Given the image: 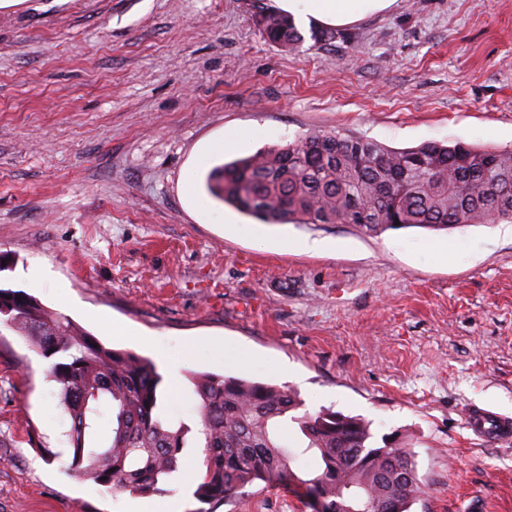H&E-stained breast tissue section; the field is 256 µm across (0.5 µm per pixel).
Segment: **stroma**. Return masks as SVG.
<instances>
[{
    "mask_svg": "<svg viewBox=\"0 0 512 512\" xmlns=\"http://www.w3.org/2000/svg\"><path fill=\"white\" fill-rule=\"evenodd\" d=\"M272 6L0 7V287L176 367L173 420L197 419L195 372L284 385L306 411L361 416L411 450L410 512H512V443L465 421L473 406L512 417V240L498 225L264 224L207 188L216 167L309 132L512 150V0H396L293 53L253 20ZM305 237L336 248L297 251ZM97 308L119 329L91 322ZM51 366L0 326V512H195L192 459L154 497L67 470ZM246 512L306 510L257 486Z\"/></svg>",
    "mask_w": 512,
    "mask_h": 512,
    "instance_id": "35a3bbf8",
    "label": "stroma"
}]
</instances>
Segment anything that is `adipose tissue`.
I'll use <instances>...</instances> for the list:
<instances>
[{
	"label": "adipose tissue",
	"instance_id": "obj_1",
	"mask_svg": "<svg viewBox=\"0 0 512 512\" xmlns=\"http://www.w3.org/2000/svg\"><path fill=\"white\" fill-rule=\"evenodd\" d=\"M395 0H275L277 9L322 26L342 28L383 12Z\"/></svg>",
	"mask_w": 512,
	"mask_h": 512
}]
</instances>
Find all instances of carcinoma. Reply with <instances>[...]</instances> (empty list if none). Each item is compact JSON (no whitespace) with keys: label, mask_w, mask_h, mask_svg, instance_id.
<instances>
[{"label":"carcinoma","mask_w":512,"mask_h":512,"mask_svg":"<svg viewBox=\"0 0 512 512\" xmlns=\"http://www.w3.org/2000/svg\"><path fill=\"white\" fill-rule=\"evenodd\" d=\"M266 38L292 51L304 36L290 17L260 10ZM209 191L267 224H355L433 230L512 223V150L435 142L392 150L340 132L304 134L283 146L214 169ZM27 336L45 358L70 419L68 469L112 490L148 497L169 492L186 449L203 456L195 512L246 509L247 488L281 484L312 512H409L421 488L407 449L373 443L371 423L326 409L315 414L298 392L242 377L200 373L193 425L166 418L163 377L154 363L110 347L21 290L0 288V326ZM292 423L316 451L320 471L301 477L284 439Z\"/></svg>","instance_id":"carcinoma-1"}]
</instances>
